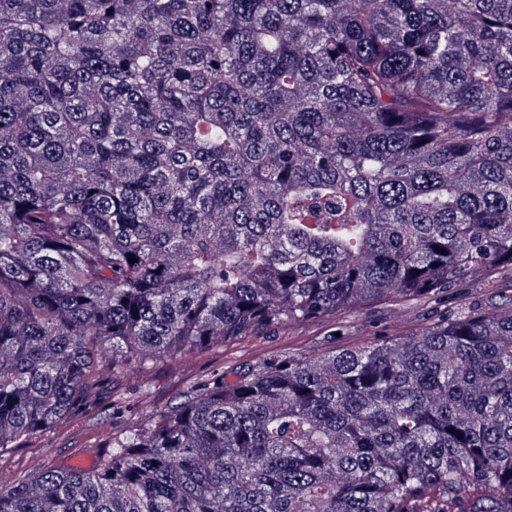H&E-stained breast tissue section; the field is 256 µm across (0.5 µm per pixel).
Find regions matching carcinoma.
I'll list each match as a JSON object with an SVG mask.
<instances>
[{
    "instance_id": "obj_1",
    "label": "carcinoma",
    "mask_w": 512,
    "mask_h": 512,
    "mask_svg": "<svg viewBox=\"0 0 512 512\" xmlns=\"http://www.w3.org/2000/svg\"><path fill=\"white\" fill-rule=\"evenodd\" d=\"M480 268L512 271V0H0V452L120 423L132 367L440 309L217 369L0 512H512ZM438 310L431 305L398 298L376 301L346 310L337 320L342 327L336 349L360 345L374 335H410L431 325ZM324 320L312 319L301 323L288 332L283 333L275 330L265 340L263 345L256 348L245 349L240 357L232 359L229 366H224L226 373L238 372L241 369H257L261 367L270 354L288 352L296 355H305L311 351L319 350L328 352L335 347V344L329 342L324 336Z\"/></svg>"
}]
</instances>
